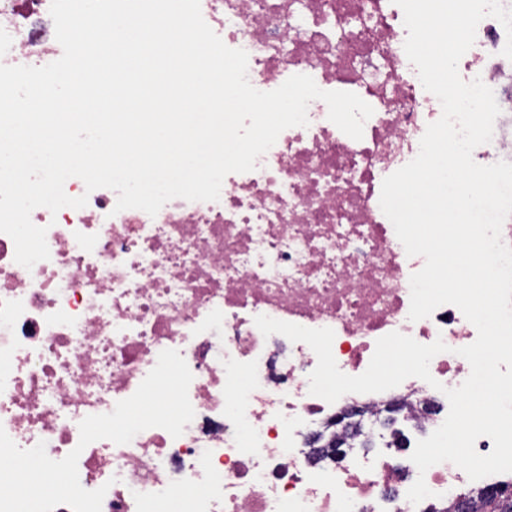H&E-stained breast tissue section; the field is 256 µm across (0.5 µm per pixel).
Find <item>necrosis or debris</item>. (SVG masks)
Instances as JSON below:
<instances>
[{"label":"necrosis or debris","mask_w":512,"mask_h":512,"mask_svg":"<svg viewBox=\"0 0 512 512\" xmlns=\"http://www.w3.org/2000/svg\"><path fill=\"white\" fill-rule=\"evenodd\" d=\"M51 0H0V63L44 66L63 54ZM224 44L248 54L247 76L272 91L311 76L325 91L360 96L374 110L355 140L320 100L307 126L285 129L255 170L228 174L218 201H168L156 216L116 211L108 188L86 192L84 208L32 222L46 228L49 259L27 269L0 233V427L23 449L45 442L51 459L77 448L79 423L111 412L136 391L160 352L179 351L193 380L194 419L180 437L150 428L130 443L103 439L78 460L83 488H106L102 512H449L459 489H493L501 474L469 480L450 462L419 473L414 443L374 424L403 402L414 428L433 432L444 409L425 413L437 385L470 374L458 348L475 326L444 304L411 321L408 256L380 207L383 179L410 162L442 115L404 51L407 30L392 0H200ZM506 31L488 16L458 71L490 87L501 109L481 165L512 162V60ZM335 333L332 353L350 376L368 367L377 340L394 331L422 344L443 340L433 383L410 377L378 393L334 403L309 392L314 351L283 335L263 336L256 316ZM360 410L359 435L336 414ZM345 435L342 455L311 454L310 426ZM432 495L407 498L417 478Z\"/></svg>","instance_id":"necrosis-or-debris-1"}]
</instances>
